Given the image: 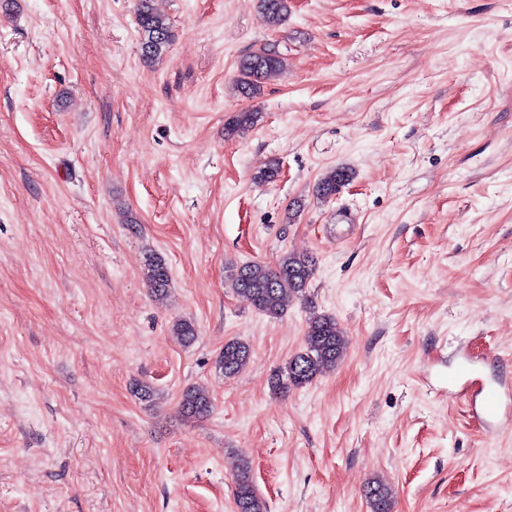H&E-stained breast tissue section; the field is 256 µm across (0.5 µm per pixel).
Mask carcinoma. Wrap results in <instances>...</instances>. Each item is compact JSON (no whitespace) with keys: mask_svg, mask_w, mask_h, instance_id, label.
Listing matches in <instances>:
<instances>
[{"mask_svg":"<svg viewBox=\"0 0 512 512\" xmlns=\"http://www.w3.org/2000/svg\"><path fill=\"white\" fill-rule=\"evenodd\" d=\"M259 7L266 23L281 24L291 11V0H259ZM135 15L138 30L142 35L140 48L143 59L152 62L171 45L174 33L165 15L155 7V0H136ZM285 57L273 48L263 46L243 56L239 61L237 84L242 94L253 98L261 93L262 84L279 74L285 67ZM258 112L245 109L235 113L224 124V139H233L253 127ZM353 172L337 167L327 172L316 185V196L328 200L352 181ZM315 272V262L308 255L287 253L276 266L268 267L249 262L230 269L231 287L245 298L258 312L278 318L294 299L305 297L306 290ZM146 283L156 295L167 293L171 275L166 261L157 255L147 259ZM173 335L184 345L192 344L197 330L192 321L179 319L173 326ZM344 349V341L336 320L329 315H314L309 318L304 336L303 349L294 355L273 378L272 387L278 392L291 388H303L313 382L323 371L336 366ZM250 345L240 339L224 344L217 360L219 370L226 376L238 373L249 361ZM183 415L189 419L204 418L213 411L209 391L202 386L186 388L180 400ZM234 481V505L236 512H267L266 501L257 493L251 466L239 458L232 464ZM371 512H391L393 489L380 478L372 479L365 490Z\"/></svg>","mask_w":512,"mask_h":512,"instance_id":"1","label":"carcinoma"}]
</instances>
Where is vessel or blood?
<instances>
[{
  "instance_id": "vessel-or-blood-1",
  "label": "vessel or blood",
  "mask_w": 512,
  "mask_h": 512,
  "mask_svg": "<svg viewBox=\"0 0 512 512\" xmlns=\"http://www.w3.org/2000/svg\"><path fill=\"white\" fill-rule=\"evenodd\" d=\"M448 385L464 394L470 413L491 432L496 433L512 425V415L507 412L505 395L497 386L477 383L471 361H464L449 375Z\"/></svg>"
}]
</instances>
